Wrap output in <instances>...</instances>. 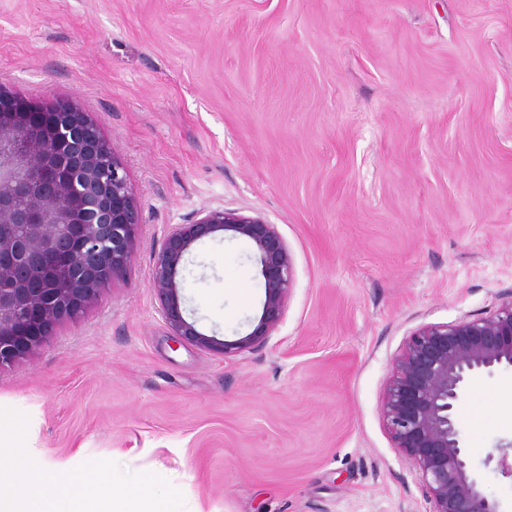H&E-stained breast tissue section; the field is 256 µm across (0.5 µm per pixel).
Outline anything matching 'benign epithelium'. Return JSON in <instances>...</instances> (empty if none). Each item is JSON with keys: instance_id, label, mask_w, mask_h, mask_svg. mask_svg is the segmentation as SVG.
<instances>
[{"instance_id": "1", "label": "benign epithelium", "mask_w": 512, "mask_h": 512, "mask_svg": "<svg viewBox=\"0 0 512 512\" xmlns=\"http://www.w3.org/2000/svg\"><path fill=\"white\" fill-rule=\"evenodd\" d=\"M141 207L97 121L67 106L36 107L0 85V368L37 353L136 259ZM218 231L249 240L264 278L257 325L235 341L200 332L181 307L190 246ZM294 261L276 225L208 208L172 224L153 257L150 288L175 342L222 358L265 344L280 325ZM512 368V295L487 315L415 329L392 361L380 413L419 475L428 512H504L469 472L455 407L475 377Z\"/></svg>"}]
</instances>
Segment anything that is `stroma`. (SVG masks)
<instances>
[{
  "instance_id": "stroma-1",
  "label": "stroma",
  "mask_w": 512,
  "mask_h": 512,
  "mask_svg": "<svg viewBox=\"0 0 512 512\" xmlns=\"http://www.w3.org/2000/svg\"><path fill=\"white\" fill-rule=\"evenodd\" d=\"M0 84L97 118L142 212L137 258L38 353L0 368V454L78 475L108 459L165 512H428L380 415L417 327L512 293V0H0ZM275 224L295 268L269 341L174 342L150 287L169 225ZM206 335L252 331L248 240L184 260ZM458 427L484 492L512 439V371Z\"/></svg>"
}]
</instances>
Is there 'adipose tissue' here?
Instances as JSON below:
<instances>
[{
  "instance_id": "obj_1",
  "label": "adipose tissue",
  "mask_w": 512,
  "mask_h": 512,
  "mask_svg": "<svg viewBox=\"0 0 512 512\" xmlns=\"http://www.w3.org/2000/svg\"><path fill=\"white\" fill-rule=\"evenodd\" d=\"M107 469L106 461H90L78 476L63 478L62 495L44 497L38 495V488L58 477L51 462L23 468L14 458L0 456V512H159L144 489L129 487L119 495L103 491L101 480Z\"/></svg>"
}]
</instances>
